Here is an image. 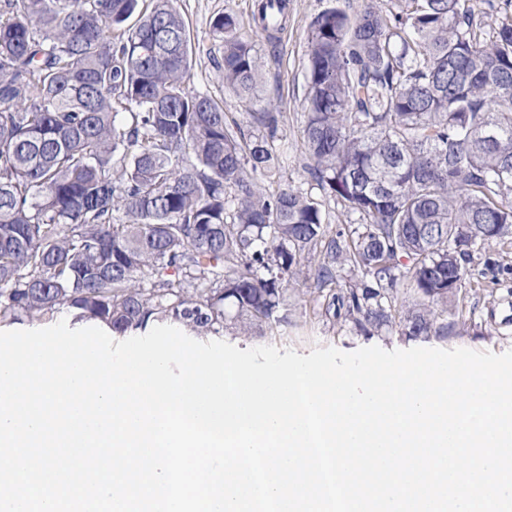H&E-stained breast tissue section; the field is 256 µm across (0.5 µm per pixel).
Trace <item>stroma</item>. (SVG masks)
Returning <instances> with one entry per match:
<instances>
[{"instance_id":"obj_1","label":"stroma","mask_w":512,"mask_h":512,"mask_svg":"<svg viewBox=\"0 0 512 512\" xmlns=\"http://www.w3.org/2000/svg\"><path fill=\"white\" fill-rule=\"evenodd\" d=\"M291 19L278 46H269L255 38L251 23L252 0H178L177 6L190 30L193 65L187 81L189 89L207 92L227 115L245 121L247 113L261 111L262 106L238 97L224 86L222 58L224 45L213 35L211 20L224 12L234 13L245 37L254 38L262 72L261 94L277 97L285 118L279 132L280 144L288 160L281 186L300 191L317 202L329 214L331 223L354 224L357 215L344 212L333 197L307 173L308 156L302 142L306 92L308 29L312 18L329 7L331 0H289ZM470 294L459 336L442 341L443 349L468 348L501 354L512 350V249L495 244L484 245L469 266ZM317 292L312 282H295L288 292L292 323L287 332L266 336H239L227 331L222 341L246 349L273 345L291 348L309 355L314 347H333L351 352L361 347L378 346L386 350L426 346L423 338L408 339L394 331L375 336L358 335L341 322L321 317L315 302Z\"/></svg>"}]
</instances>
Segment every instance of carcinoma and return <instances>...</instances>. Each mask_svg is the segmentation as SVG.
Wrapping results in <instances>:
<instances>
[{
	"label": "carcinoma",
	"mask_w": 512,
	"mask_h": 512,
	"mask_svg": "<svg viewBox=\"0 0 512 512\" xmlns=\"http://www.w3.org/2000/svg\"><path fill=\"white\" fill-rule=\"evenodd\" d=\"M139 2L0 0V322L65 307L118 336L164 320L264 336L288 329L302 277L361 334L456 336L477 246L512 245V24L485 39L470 0L312 19L306 169L361 217L334 226L299 191L261 190L283 165L278 100L229 128L186 89L177 0ZM252 20L277 45L288 0ZM211 27L224 86L255 99L254 42L231 12Z\"/></svg>",
	"instance_id": "cac0c4a2"
}]
</instances>
